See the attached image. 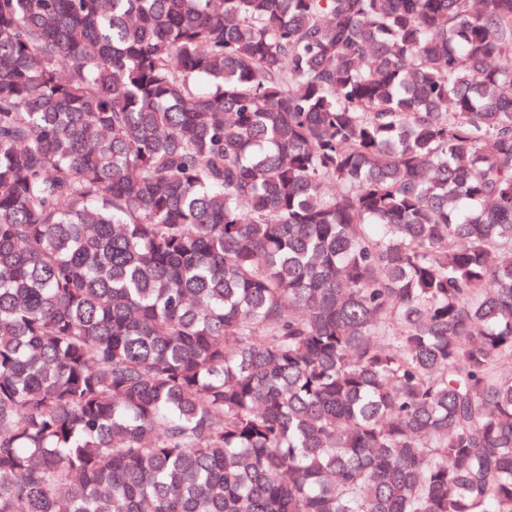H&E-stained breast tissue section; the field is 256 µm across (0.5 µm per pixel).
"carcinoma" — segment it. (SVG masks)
<instances>
[{"label": "carcinoma", "mask_w": 512, "mask_h": 512, "mask_svg": "<svg viewBox=\"0 0 512 512\" xmlns=\"http://www.w3.org/2000/svg\"><path fill=\"white\" fill-rule=\"evenodd\" d=\"M512 0H0V512H512Z\"/></svg>", "instance_id": "1"}]
</instances>
